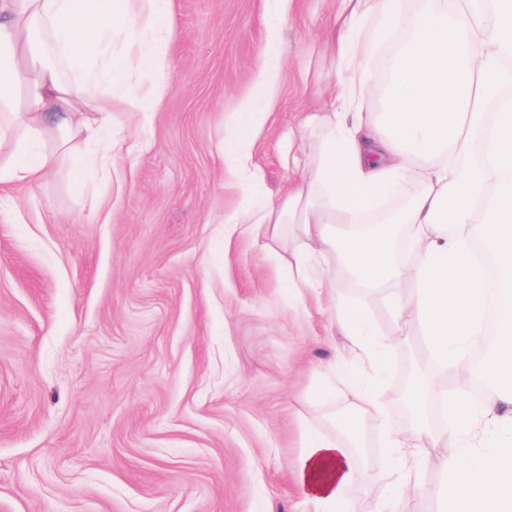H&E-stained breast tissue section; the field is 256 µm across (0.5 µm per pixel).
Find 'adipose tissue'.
<instances>
[{
	"mask_svg": "<svg viewBox=\"0 0 512 512\" xmlns=\"http://www.w3.org/2000/svg\"><path fill=\"white\" fill-rule=\"evenodd\" d=\"M455 0L452 10L406 12L402 0H337L325 43L341 64L342 87L303 113L290 139L289 164L299 181L276 205L246 212L248 229L293 224L298 242L281 257L297 301L322 297L329 283L314 273L331 254L344 257L366 288L408 282L415 294L401 308L418 324L444 371L465 359L488 315L485 268L472 248L494 256L509 299L496 322V348L482 363L495 388L476 402L466 381L433 389L448 415L442 435L419 427L383 428L387 467L401 491L418 488V472L444 474L436 493L444 512H512V0ZM121 30L137 57L120 82L149 79L128 111L155 113L169 67L172 0H0V184L35 182L57 173L65 151L99 140L112 115L97 108L88 72ZM410 38L393 59L392 87L380 118L365 112L371 52L395 33ZM81 61L86 76L64 77L63 61ZM60 149L43 147L48 132ZM407 202L388 221L397 238L358 229L403 183ZM348 230L337 233V225ZM451 450L431 456L432 448ZM294 478L317 512H351L348 489L360 472L349 444L306 431Z\"/></svg>",
	"mask_w": 512,
	"mask_h": 512,
	"instance_id": "1",
	"label": "adipose tissue"
}]
</instances>
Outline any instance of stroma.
I'll return each mask as SVG.
<instances>
[{"instance_id":"35a3bbf8","label":"stroma","mask_w":512,"mask_h":512,"mask_svg":"<svg viewBox=\"0 0 512 512\" xmlns=\"http://www.w3.org/2000/svg\"><path fill=\"white\" fill-rule=\"evenodd\" d=\"M336 0H174L167 91L152 119L126 111L114 67L133 49L113 32L95 101L123 150L107 169L77 148L68 176L0 188V512H315L292 464L306 428L352 414L401 428V362L427 355L420 328L394 334L410 285L356 294L340 257L321 269L360 307L385 364L293 299L278 263L287 237L231 231L300 175L282 155L298 113L336 93L322 34ZM270 102L230 141L240 112ZM370 404L327 388L349 369ZM396 488L382 453L363 468L355 512Z\"/></svg>"}]
</instances>
